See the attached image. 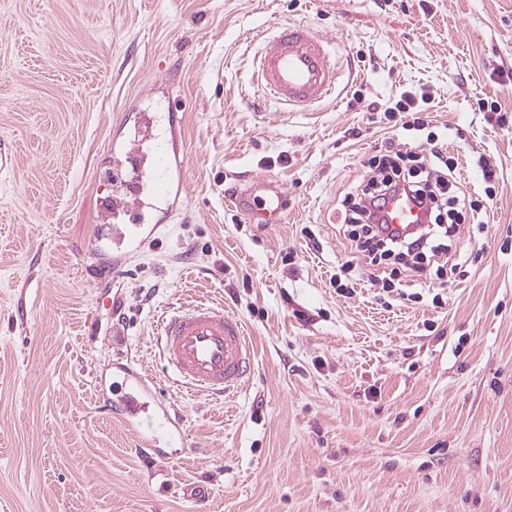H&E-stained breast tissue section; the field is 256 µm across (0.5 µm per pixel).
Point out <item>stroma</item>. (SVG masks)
I'll return each mask as SVG.
<instances>
[{"mask_svg": "<svg viewBox=\"0 0 512 512\" xmlns=\"http://www.w3.org/2000/svg\"><path fill=\"white\" fill-rule=\"evenodd\" d=\"M298 22L341 77L291 111L251 86L253 37ZM161 85L186 199L99 278L103 164ZM405 91L428 131L389 118ZM446 126L483 210L452 242L466 264L383 286L350 266L340 202L382 143ZM256 178L282 223L231 200ZM198 301L256 351L221 401L172 387L155 350L161 309ZM114 362L181 420L156 460L102 406ZM0 512H512V0H0ZM262 205L247 206L242 209L250 222L258 221L260 224H279L282 221L280 216L283 210V199L281 194L276 191V199L267 201L261 197Z\"/></svg>", "mask_w": 512, "mask_h": 512, "instance_id": "stroma-1", "label": "stroma"}]
</instances>
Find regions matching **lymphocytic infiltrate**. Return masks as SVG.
I'll return each instance as SVG.
<instances>
[{"mask_svg": "<svg viewBox=\"0 0 512 512\" xmlns=\"http://www.w3.org/2000/svg\"><path fill=\"white\" fill-rule=\"evenodd\" d=\"M369 176L347 193L340 211L342 223L358 264L391 276L416 277L430 265L445 268L449 240L464 223L475 204L457 191L458 158L451 156L447 139L430 135L424 147L412 151L387 144L367 161ZM410 197L427 212V220L415 231H392L381 212L394 194Z\"/></svg>", "mask_w": 512, "mask_h": 512, "instance_id": "f902f5d3", "label": "lymphocytic infiltrate"}]
</instances>
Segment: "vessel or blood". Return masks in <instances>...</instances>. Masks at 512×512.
I'll list each match as a JSON object with an SVG mask.
<instances>
[{
  "label": "vessel or blood",
  "instance_id": "vessel-or-blood-1",
  "mask_svg": "<svg viewBox=\"0 0 512 512\" xmlns=\"http://www.w3.org/2000/svg\"><path fill=\"white\" fill-rule=\"evenodd\" d=\"M254 81L272 99L288 106L307 110L323 103L334 95L338 82L329 40L306 25L277 26L254 60ZM180 136V125L173 123L166 131L152 133L146 148L137 140L112 142L114 168H121L128 156L145 153L150 169L148 193L154 208L164 213L177 208L186 195ZM138 193L135 179L117 181L108 206L98 213L99 223L111 224L112 216L135 208ZM282 210V201L276 198L245 207L244 212L249 221L278 224ZM387 210L388 222L396 230L422 221L418 207L399 198L393 199ZM111 226V237L99 236L93 243L95 253L107 262L139 252L157 231L153 224ZM157 348L177 385L212 396L241 387L254 359V348L241 319L223 305L206 302L164 312ZM104 405L120 415L146 457L158 454L180 433L178 422L172 420L153 383L126 364H114Z\"/></svg>",
  "mask_w": 512,
  "mask_h": 512
}]
</instances>
